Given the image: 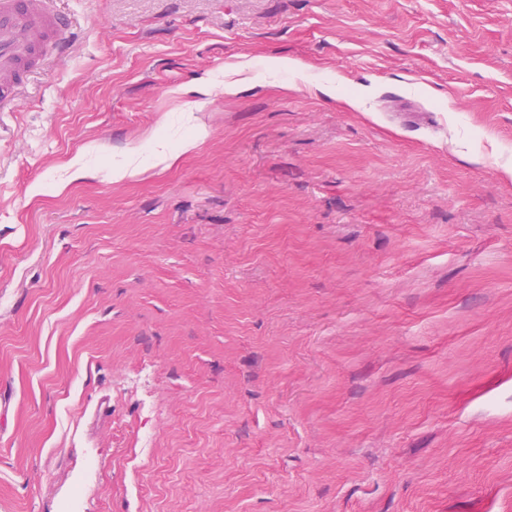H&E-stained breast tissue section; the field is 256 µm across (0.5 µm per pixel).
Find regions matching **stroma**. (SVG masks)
I'll return each mask as SVG.
<instances>
[{
	"label": "stroma",
	"instance_id": "stroma-1",
	"mask_svg": "<svg viewBox=\"0 0 512 512\" xmlns=\"http://www.w3.org/2000/svg\"><path fill=\"white\" fill-rule=\"evenodd\" d=\"M61 2L0 112V512H512V0Z\"/></svg>",
	"mask_w": 512,
	"mask_h": 512
}]
</instances>
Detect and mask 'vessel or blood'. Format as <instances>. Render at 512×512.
Listing matches in <instances>:
<instances>
[{
	"instance_id": "obj_1",
	"label": "vessel or blood",
	"mask_w": 512,
	"mask_h": 512,
	"mask_svg": "<svg viewBox=\"0 0 512 512\" xmlns=\"http://www.w3.org/2000/svg\"><path fill=\"white\" fill-rule=\"evenodd\" d=\"M71 22L56 0H0V112H10L50 63H63Z\"/></svg>"
}]
</instances>
